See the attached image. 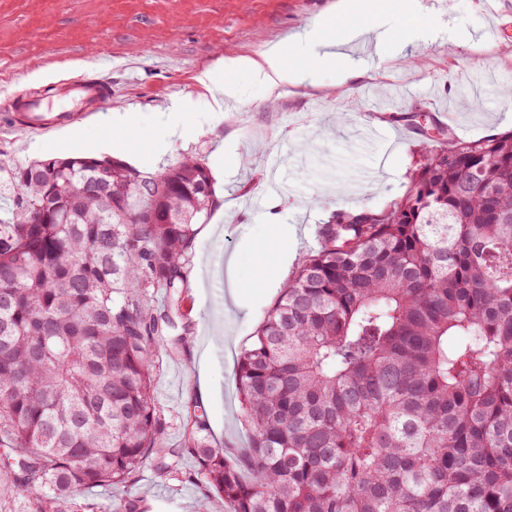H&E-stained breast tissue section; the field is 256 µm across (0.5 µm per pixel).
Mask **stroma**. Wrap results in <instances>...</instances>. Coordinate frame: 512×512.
Masks as SVG:
<instances>
[{
	"mask_svg": "<svg viewBox=\"0 0 512 512\" xmlns=\"http://www.w3.org/2000/svg\"><path fill=\"white\" fill-rule=\"evenodd\" d=\"M335 0H0V163H27L86 154L113 136L112 113L130 117L131 134L146 145L142 170L158 172L186 157L216 173L222 202L198 229L182 309L193 334L178 347H159L153 394L165 434L164 449L183 447L188 413L201 406L207 435L236 460L250 429L241 417L235 365L266 311L313 247L309 240L332 213L380 209L403 196L410 176L433 142L412 118L423 105L431 124L473 140L512 130V0H421L437 19L434 33L408 40L402 22L412 0H367L361 17L388 30L389 51L400 62L381 70L363 59L362 41L347 56L356 74L325 49L292 38L322 18ZM302 54L303 85L269 93L248 73L227 74L236 96L223 111H171L176 100L200 103L212 85L203 73L230 56L260 58L271 45ZM497 72V91L481 109L462 110L455 98L473 73ZM82 75L109 83L112 96L97 121L67 136L26 133L23 116L5 115L13 96L36 89L69 105L60 80ZM408 82L415 96L398 99L390 87ZM185 126L176 141L170 123ZM376 127L379 137L358 142ZM281 156L271 170L270 156ZM288 192L267 197L262 211L249 206L270 178ZM97 512H125L138 501L145 512H195L208 499L211 512L224 500L207 496L196 459L182 455L175 472L146 464L129 487L89 492Z\"/></svg>",
	"mask_w": 512,
	"mask_h": 512,
	"instance_id": "stroma-1",
	"label": "stroma"
}]
</instances>
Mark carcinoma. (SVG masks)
<instances>
[{"instance_id":"cac0c4a2","label":"carcinoma","mask_w":512,"mask_h":512,"mask_svg":"<svg viewBox=\"0 0 512 512\" xmlns=\"http://www.w3.org/2000/svg\"><path fill=\"white\" fill-rule=\"evenodd\" d=\"M0 164V488L96 512L161 456L154 357L196 225L220 206L186 157ZM240 354L236 464L191 410L184 443L227 512H512V131L453 136L380 210L339 211ZM167 303L155 308L151 289Z\"/></svg>"}]
</instances>
